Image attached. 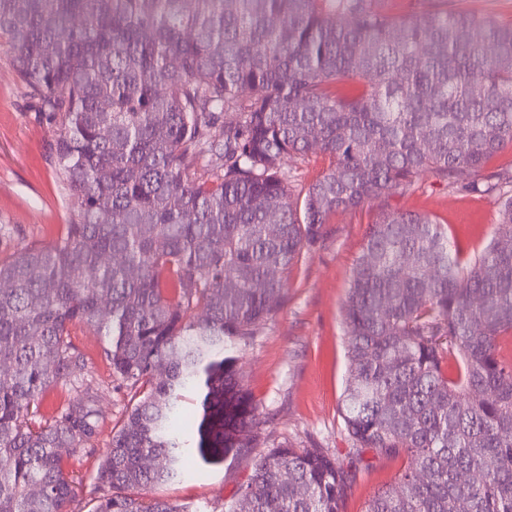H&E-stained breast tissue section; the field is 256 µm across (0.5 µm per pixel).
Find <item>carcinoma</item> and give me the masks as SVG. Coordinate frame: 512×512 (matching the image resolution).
Returning <instances> with one entry per match:
<instances>
[{
  "mask_svg": "<svg viewBox=\"0 0 512 512\" xmlns=\"http://www.w3.org/2000/svg\"><path fill=\"white\" fill-rule=\"evenodd\" d=\"M0 39L59 127L77 208L54 242L0 259V512H68L65 463L99 427L73 327L101 336L136 398L91 512H187L144 491L195 452L260 447L242 438L254 406L232 347L283 302L328 216L424 173L452 188L512 148V25L458 10L397 22L378 0H0ZM311 131L330 167L300 204L285 160ZM207 157L221 165L192 178ZM489 179L501 219L474 259L431 217L387 212L353 267L347 436L357 457L411 461L366 512H512V172ZM198 388L195 443L170 421ZM351 482L322 448L273 444L227 512H343ZM71 388L69 386H57L49 389L39 402V412L48 417L54 414L69 397Z\"/></svg>",
  "mask_w": 512,
  "mask_h": 512,
  "instance_id": "cac0c4a2",
  "label": "carcinoma"
}]
</instances>
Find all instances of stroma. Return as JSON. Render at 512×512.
Returning a JSON list of instances; mask_svg holds the SVG:
<instances>
[{
	"label": "stroma",
	"mask_w": 512,
	"mask_h": 512,
	"mask_svg": "<svg viewBox=\"0 0 512 512\" xmlns=\"http://www.w3.org/2000/svg\"><path fill=\"white\" fill-rule=\"evenodd\" d=\"M390 18L419 19L440 8L474 13L502 24L512 22V0H379ZM57 128L27 84L16 74L7 45L0 41V258L31 244L56 240L74 218L73 201L52 159ZM470 172L451 188L437 176H419L406 189L356 210H339L327 221L322 239L293 265L286 300L248 344L241 346L238 372L256 404L254 435L263 443L288 442L299 448H326L348 462L349 441L340 413L347 378L343 324L356 258L371 224L381 212L431 216L448 228L464 259L489 242L499 222L497 194L465 191ZM76 350L88 364L100 414L93 447L69 458L66 472L75 487L70 512H91L93 483L103 455L133 398L112 375L100 336L85 326L71 330ZM258 449L233 452L217 462L193 458L183 476L152 488L155 497L187 506L190 512H225L250 481ZM408 466L404 456L366 450L353 467L354 482L344 512H365L369 501L392 486Z\"/></svg>",
	"instance_id": "stroma-1"
}]
</instances>
